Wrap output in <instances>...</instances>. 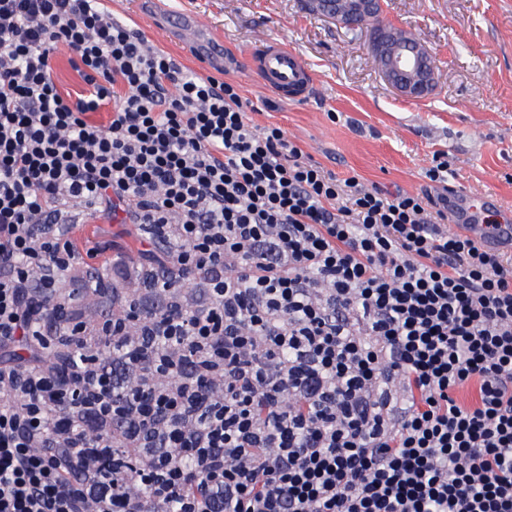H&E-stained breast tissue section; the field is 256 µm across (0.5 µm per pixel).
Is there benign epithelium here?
Masks as SVG:
<instances>
[{
    "label": "benign epithelium",
    "mask_w": 512,
    "mask_h": 512,
    "mask_svg": "<svg viewBox=\"0 0 512 512\" xmlns=\"http://www.w3.org/2000/svg\"><path fill=\"white\" fill-rule=\"evenodd\" d=\"M308 9L340 28L355 30L359 24L373 21L369 49L380 61L378 72L396 92L411 98H423L435 86V68L427 48L406 37L393 24L378 21L382 0H306Z\"/></svg>",
    "instance_id": "1"
}]
</instances>
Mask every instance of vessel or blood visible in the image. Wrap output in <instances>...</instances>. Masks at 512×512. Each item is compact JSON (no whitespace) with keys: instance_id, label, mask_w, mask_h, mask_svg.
<instances>
[{"instance_id":"1","label":"vessel or blood","mask_w":512,"mask_h":512,"mask_svg":"<svg viewBox=\"0 0 512 512\" xmlns=\"http://www.w3.org/2000/svg\"><path fill=\"white\" fill-rule=\"evenodd\" d=\"M169 27L179 40L193 46L205 63L222 66L224 45L211 39L207 25L200 17L174 14L169 18ZM251 65L261 79L283 99L294 102L303 100L313 86L312 74L301 57L276 41H265L259 51L252 55ZM492 204V199L485 196H462L454 220L465 224L469 236L495 250L505 243L512 245V225L479 223V216Z\"/></svg>"}]
</instances>
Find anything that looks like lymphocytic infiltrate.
Masks as SVG:
<instances>
[{"label":"lymphocytic infiltrate","mask_w":512,"mask_h":512,"mask_svg":"<svg viewBox=\"0 0 512 512\" xmlns=\"http://www.w3.org/2000/svg\"><path fill=\"white\" fill-rule=\"evenodd\" d=\"M89 210L140 231L91 324ZM447 221L102 0H0V512H512V261ZM71 54L66 49H60L53 62L55 81L65 96L76 97L86 94L88 86L73 68Z\"/></svg>","instance_id":"f902f5d3"}]
</instances>
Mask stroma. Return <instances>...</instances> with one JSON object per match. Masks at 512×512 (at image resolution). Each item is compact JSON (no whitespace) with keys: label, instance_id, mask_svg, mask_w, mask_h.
<instances>
[{"label":"stroma","instance_id":"obj_1","mask_svg":"<svg viewBox=\"0 0 512 512\" xmlns=\"http://www.w3.org/2000/svg\"><path fill=\"white\" fill-rule=\"evenodd\" d=\"M203 17L224 43L220 80L235 84L257 126L276 124L325 170L359 176L388 193H458L496 200L493 221L512 216V0H384L382 19L429 50L436 85L404 97L380 77L368 34L309 13L304 0H166ZM113 18L150 46L203 73V65L158 23L154 0H104ZM282 41L314 74L311 96L290 103L246 65L262 40ZM448 156V186L425 171Z\"/></svg>","mask_w":512,"mask_h":512}]
</instances>
